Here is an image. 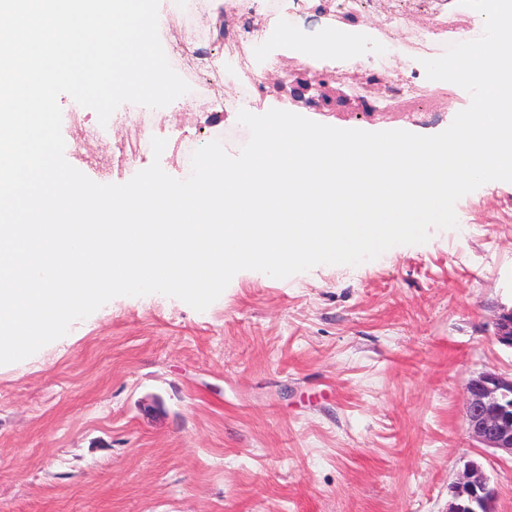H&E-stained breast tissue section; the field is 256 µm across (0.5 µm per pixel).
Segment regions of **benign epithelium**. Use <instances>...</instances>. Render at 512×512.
Listing matches in <instances>:
<instances>
[{
  "label": "benign epithelium",
  "mask_w": 512,
  "mask_h": 512,
  "mask_svg": "<svg viewBox=\"0 0 512 512\" xmlns=\"http://www.w3.org/2000/svg\"><path fill=\"white\" fill-rule=\"evenodd\" d=\"M496 342L512 349V308L503 309L494 321ZM467 431L483 448L512 457V375L481 372L464 388ZM498 489L484 465L469 460L463 475L448 486L446 512H499Z\"/></svg>",
  "instance_id": "obj_1"
}]
</instances>
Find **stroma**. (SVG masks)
<instances>
[{
    "instance_id": "obj_1",
    "label": "stroma",
    "mask_w": 512,
    "mask_h": 512,
    "mask_svg": "<svg viewBox=\"0 0 512 512\" xmlns=\"http://www.w3.org/2000/svg\"><path fill=\"white\" fill-rule=\"evenodd\" d=\"M196 67L208 102L187 93L156 109L161 158L143 150L112 166V131L83 109L63 125L65 158L100 184H123L160 161L185 179V141L250 138L224 109L223 46ZM401 57L437 96L469 94L428 80L418 54L373 34L359 58ZM336 59L297 63L261 97L327 125L436 134L453 113L363 111L336 85ZM457 225L432 229L356 266L285 279L243 270L205 311L160 293L116 297L29 358L0 365V512H445L448 486L481 460L512 512V457L478 448L464 387L512 372L494 339L512 306V186L461 197Z\"/></svg>"
}]
</instances>
